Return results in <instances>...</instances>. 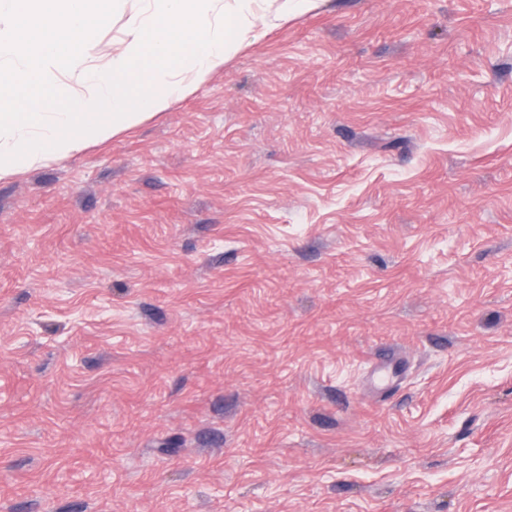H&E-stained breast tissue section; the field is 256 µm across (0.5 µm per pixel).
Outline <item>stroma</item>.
I'll return each instance as SVG.
<instances>
[{"label":"stroma","mask_w":512,"mask_h":512,"mask_svg":"<svg viewBox=\"0 0 512 512\" xmlns=\"http://www.w3.org/2000/svg\"><path fill=\"white\" fill-rule=\"evenodd\" d=\"M0 512H512V0L295 7L0 179Z\"/></svg>","instance_id":"stroma-1"}]
</instances>
